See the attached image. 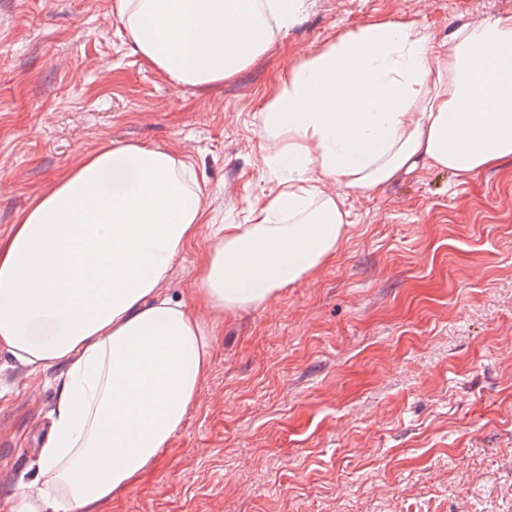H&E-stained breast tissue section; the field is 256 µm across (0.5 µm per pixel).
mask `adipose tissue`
<instances>
[{
    "instance_id": "ef3b65f1",
    "label": "adipose tissue",
    "mask_w": 512,
    "mask_h": 512,
    "mask_svg": "<svg viewBox=\"0 0 512 512\" xmlns=\"http://www.w3.org/2000/svg\"><path fill=\"white\" fill-rule=\"evenodd\" d=\"M305 0H116L134 53L172 82L236 76ZM287 185L249 224H221L191 301L163 291L205 214L190 166L151 143L86 154L0 239V356L58 371L51 421L8 512H99L169 448L213 357V323L265 306L333 261L342 192L370 194L426 162L470 173L512 158V15L453 29L376 20L295 66L263 109ZM336 183L339 194L324 190Z\"/></svg>"
}]
</instances>
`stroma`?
I'll list each match as a JSON object with an SVG mask.
<instances>
[{
    "label": "stroma",
    "instance_id": "stroma-1",
    "mask_svg": "<svg viewBox=\"0 0 512 512\" xmlns=\"http://www.w3.org/2000/svg\"><path fill=\"white\" fill-rule=\"evenodd\" d=\"M114 0H0V239L52 180L112 141L181 154L206 194L164 284L190 300L216 224L276 192L262 108L302 59L374 20L450 30L512 0H306L235 77L172 83L118 36ZM333 262L216 324L182 429L104 512H512V159L428 164L343 197ZM55 370L0 367V512L38 448Z\"/></svg>",
    "mask_w": 512,
    "mask_h": 512
}]
</instances>
